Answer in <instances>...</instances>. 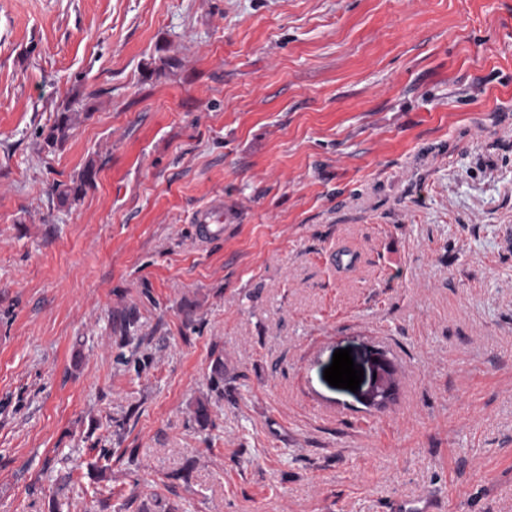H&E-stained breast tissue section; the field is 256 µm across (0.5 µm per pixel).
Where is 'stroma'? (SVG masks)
I'll use <instances>...</instances> for the list:
<instances>
[{
    "label": "stroma",
    "mask_w": 512,
    "mask_h": 512,
    "mask_svg": "<svg viewBox=\"0 0 512 512\" xmlns=\"http://www.w3.org/2000/svg\"><path fill=\"white\" fill-rule=\"evenodd\" d=\"M427 500L512 512V0H0V512ZM72 102L68 101L62 111L58 113L54 124L45 133L42 131L41 136L46 147L55 148L66 142L76 126L80 112L72 109ZM98 167L94 161H89L78 177L69 185L59 184L56 187L57 197L61 204H67L78 201L88 189L94 188L98 174ZM63 186V188H61ZM375 374L376 379H373L365 397L369 405L383 404L393 389L392 371L387 363L380 362Z\"/></svg>",
    "instance_id": "35a3bbf8"
}]
</instances>
